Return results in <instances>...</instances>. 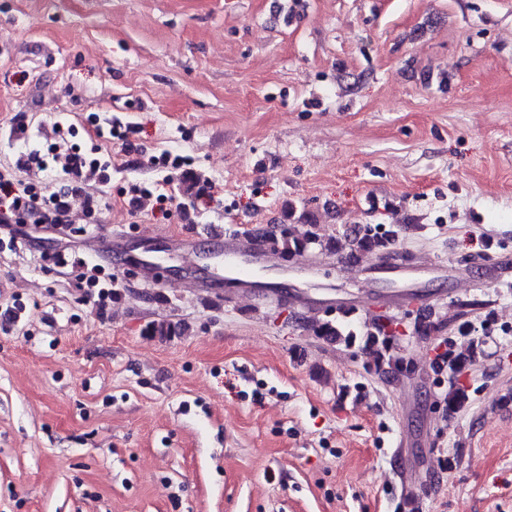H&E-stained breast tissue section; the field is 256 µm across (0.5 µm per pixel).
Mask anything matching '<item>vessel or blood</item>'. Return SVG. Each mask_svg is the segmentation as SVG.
<instances>
[{"label": "vessel or blood", "instance_id": "1", "mask_svg": "<svg viewBox=\"0 0 512 512\" xmlns=\"http://www.w3.org/2000/svg\"><path fill=\"white\" fill-rule=\"evenodd\" d=\"M275 231L271 224H254L249 230L240 232L221 224L189 226L176 238L171 246L184 256H192L196 239L204 238L224 247V264L228 274L239 282L240 292L252 293L256 286L255 274L258 268H271L277 261L266 249L264 242Z\"/></svg>", "mask_w": 512, "mask_h": 512}]
</instances>
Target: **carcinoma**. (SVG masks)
<instances>
[{
	"mask_svg": "<svg viewBox=\"0 0 512 512\" xmlns=\"http://www.w3.org/2000/svg\"><path fill=\"white\" fill-rule=\"evenodd\" d=\"M408 228L407 224H398L393 229L381 232L366 224L354 234L351 248L377 258L395 253L403 246L401 232ZM337 243V238L327 234L310 212L303 210L298 214L290 205L282 231L272 239V250L284 259L293 260L310 257L316 252H332L336 250ZM304 326L319 338L337 340L342 337L347 342L354 338L353 331L345 321L325 319L318 314L306 316ZM364 327V348L372 355L376 367L386 365L397 370L409 364L401 353L398 338L381 316L364 321ZM182 330L181 323L167 319L154 320L146 327L149 335L160 339L178 336ZM458 333L459 339L448 340V349L444 352L446 358L442 359V367L448 370V392L444 400L450 413L464 406L469 399L468 389L457 383V374L476 363L482 346L481 339L470 334L467 324H461Z\"/></svg>",
	"mask_w": 512,
	"mask_h": 512,
	"instance_id": "1",
	"label": "carcinoma"
}]
</instances>
